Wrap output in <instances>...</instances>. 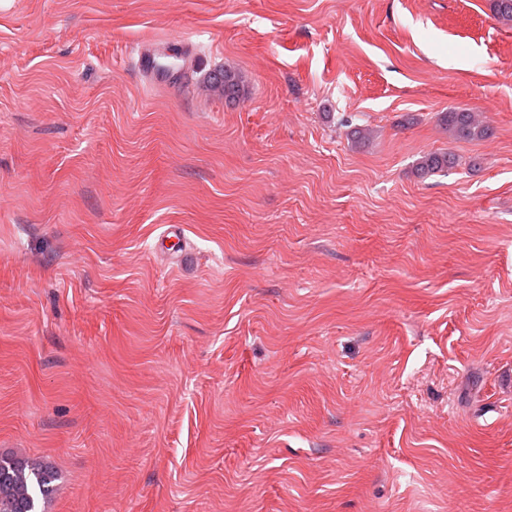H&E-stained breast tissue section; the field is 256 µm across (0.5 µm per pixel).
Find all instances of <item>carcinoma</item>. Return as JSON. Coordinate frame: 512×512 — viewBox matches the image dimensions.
Segmentation results:
<instances>
[{
    "label": "carcinoma",
    "instance_id": "obj_1",
    "mask_svg": "<svg viewBox=\"0 0 512 512\" xmlns=\"http://www.w3.org/2000/svg\"><path fill=\"white\" fill-rule=\"evenodd\" d=\"M490 10L500 22L512 23V0H490ZM224 97H240L241 78L229 68L224 76L214 79ZM440 121L448 135L455 139H483L489 128L477 116L464 109L450 108L442 113ZM455 156L450 152L430 153L420 158L417 169L429 175L453 167ZM57 474L49 464L17 454H0V512H39L40 503L57 492Z\"/></svg>",
    "mask_w": 512,
    "mask_h": 512
}]
</instances>
